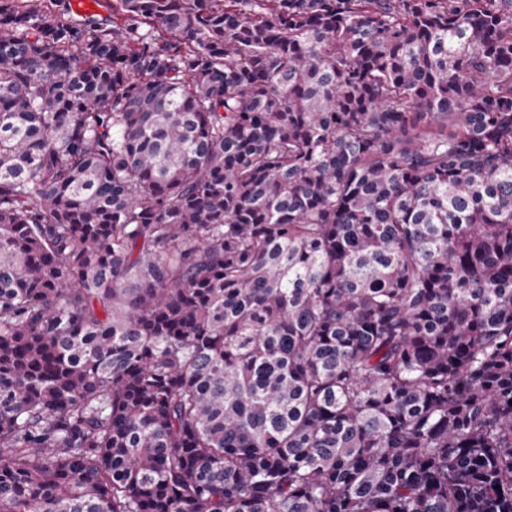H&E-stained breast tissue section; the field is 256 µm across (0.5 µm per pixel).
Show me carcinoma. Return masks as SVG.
<instances>
[{
	"mask_svg": "<svg viewBox=\"0 0 512 512\" xmlns=\"http://www.w3.org/2000/svg\"><path fill=\"white\" fill-rule=\"evenodd\" d=\"M0 512H512V0H0Z\"/></svg>",
	"mask_w": 512,
	"mask_h": 512,
	"instance_id": "carcinoma-1",
	"label": "carcinoma"
}]
</instances>
